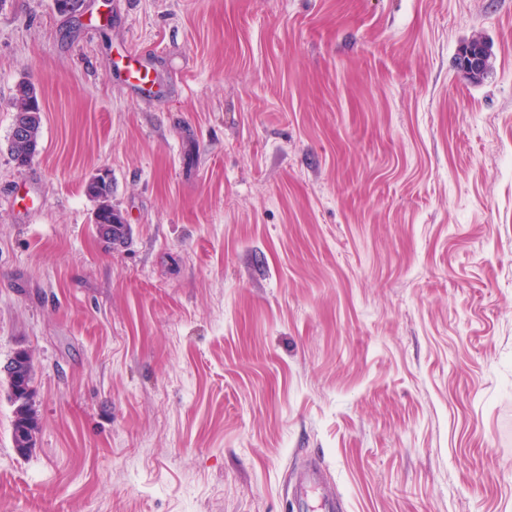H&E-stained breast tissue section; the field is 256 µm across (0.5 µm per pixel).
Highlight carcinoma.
<instances>
[{"mask_svg": "<svg viewBox=\"0 0 512 512\" xmlns=\"http://www.w3.org/2000/svg\"><path fill=\"white\" fill-rule=\"evenodd\" d=\"M14 112L13 126L26 127V137L21 140H9V152L19 167L28 166L38 153L40 132L43 120V107L36 86L29 81L19 82L12 98ZM86 192L97 201L93 223L100 225L98 232L109 244H114L117 236L112 225L121 223V216L112 207V182L109 180H89ZM11 361L18 369L10 374L0 372V387H8L14 405L12 420L13 447L26 454L36 445L38 417L33 405L32 383L35 364L31 354L25 350L15 353Z\"/></svg>", "mask_w": 512, "mask_h": 512, "instance_id": "obj_1", "label": "carcinoma"}]
</instances>
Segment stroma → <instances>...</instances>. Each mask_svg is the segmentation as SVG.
I'll return each instance as SVG.
<instances>
[{
    "mask_svg": "<svg viewBox=\"0 0 512 512\" xmlns=\"http://www.w3.org/2000/svg\"><path fill=\"white\" fill-rule=\"evenodd\" d=\"M21 349L40 431L14 448L0 388V512H512V0H0ZM14 112L9 140V152L18 167L28 166L38 153L40 132L43 120V107L36 86L30 81L19 82L12 98ZM26 127V137L14 139V130L20 125ZM94 179L95 177L89 180L86 185L87 194L98 202L93 216V222L94 224H109L105 225L103 228L99 227L98 232L107 243L112 245L117 239L112 226L113 224H123L121 221L122 217L117 210L112 207L111 179L107 181L101 179L100 183Z\"/></svg>",
    "mask_w": 512,
    "mask_h": 512,
    "instance_id": "1",
    "label": "stroma"
}]
</instances>
